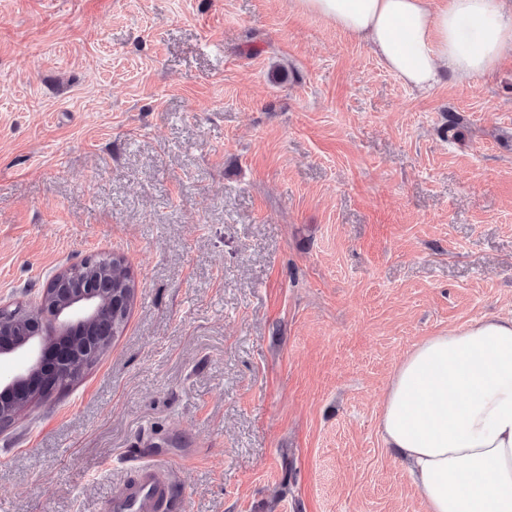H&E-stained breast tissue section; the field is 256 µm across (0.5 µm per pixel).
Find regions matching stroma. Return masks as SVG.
Here are the masks:
<instances>
[{
	"instance_id": "1",
	"label": "stroma",
	"mask_w": 512,
	"mask_h": 512,
	"mask_svg": "<svg viewBox=\"0 0 512 512\" xmlns=\"http://www.w3.org/2000/svg\"><path fill=\"white\" fill-rule=\"evenodd\" d=\"M112 254L127 326L0 433V512H103L142 451L182 512H426L379 417L512 315V57L420 93L290 0H0V304Z\"/></svg>"
}]
</instances>
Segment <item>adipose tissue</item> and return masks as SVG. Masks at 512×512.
I'll use <instances>...</instances> for the list:
<instances>
[{
	"mask_svg": "<svg viewBox=\"0 0 512 512\" xmlns=\"http://www.w3.org/2000/svg\"><path fill=\"white\" fill-rule=\"evenodd\" d=\"M370 46L409 87L461 83L512 57V0H292ZM426 512H512V316L428 336L396 366L381 409Z\"/></svg>",
	"mask_w": 512,
	"mask_h": 512,
	"instance_id": "adipose-tissue-1",
	"label": "adipose tissue"
}]
</instances>
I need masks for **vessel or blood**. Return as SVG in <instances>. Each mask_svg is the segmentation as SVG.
<instances>
[{
    "label": "vessel or blood",
    "mask_w": 512,
    "mask_h": 512,
    "mask_svg": "<svg viewBox=\"0 0 512 512\" xmlns=\"http://www.w3.org/2000/svg\"><path fill=\"white\" fill-rule=\"evenodd\" d=\"M132 472V479L114 492L109 512H173L169 471L141 461Z\"/></svg>",
    "instance_id": "obj_1"
}]
</instances>
